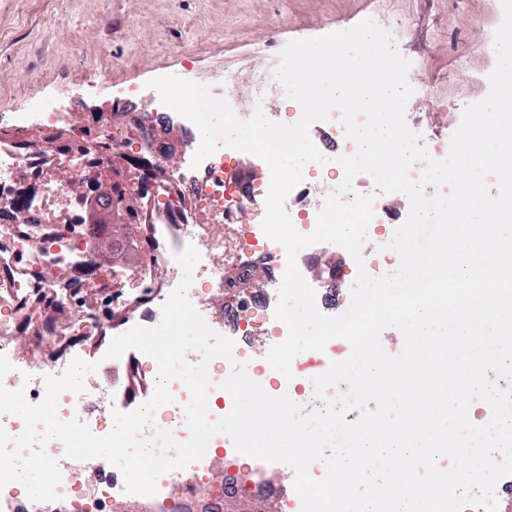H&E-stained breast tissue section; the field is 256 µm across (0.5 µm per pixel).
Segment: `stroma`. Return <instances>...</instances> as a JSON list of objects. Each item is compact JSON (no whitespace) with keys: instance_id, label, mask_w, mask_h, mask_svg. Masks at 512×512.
Returning a JSON list of instances; mask_svg holds the SVG:
<instances>
[{"instance_id":"obj_1","label":"stroma","mask_w":512,"mask_h":512,"mask_svg":"<svg viewBox=\"0 0 512 512\" xmlns=\"http://www.w3.org/2000/svg\"><path fill=\"white\" fill-rule=\"evenodd\" d=\"M498 7L499 0H0V113L41 98L63 114L76 102L107 110L128 88L141 91L138 109L147 112L150 80L168 72L206 85L232 73L246 90L289 41L374 18L411 62V111L426 132L446 135L463 98L484 92ZM61 17L74 31L67 44L54 33ZM229 470L241 487L224 502L229 512H279L277 498L254 485L294 486L288 465L261 471L248 456L214 457L212 475Z\"/></svg>"}]
</instances>
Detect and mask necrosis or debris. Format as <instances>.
<instances>
[{"label": "necrosis or debris", "instance_id": "obj_1", "mask_svg": "<svg viewBox=\"0 0 512 512\" xmlns=\"http://www.w3.org/2000/svg\"><path fill=\"white\" fill-rule=\"evenodd\" d=\"M274 67L264 68L249 94H242L233 75H225L219 96L235 113L250 118L257 104L270 93L281 92ZM23 112L0 113V354L14 369L4 379L10 389L24 388L29 403L45 395V379L62 375L74 358L97 362L84 380V389L66 391L58 400V416L79 419L97 435L113 427L111 405L117 390L131 380H155L156 361L145 355L106 358L111 340L132 327L156 326L161 307L180 284L183 273L176 253L194 246L200 259L194 270L195 288L188 296L208 325L235 342L232 360L213 359L209 378L208 417L218 420L233 406L222 384L255 337L281 342L285 325L276 319L283 278L285 247L268 238L261 222L270 190V170L257 156H245L230 147L219 148L200 166L192 159L200 132L189 119L169 108L158 112H106L100 121L77 113L67 128L66 140H54L58 113H38L36 124ZM314 145L324 163H311L301 182L290 192L284 208L299 233H312L322 201L342 182L337 159L353 155L356 144L347 137L339 110L315 123ZM185 135L179 164L169 161L165 146L173 134ZM373 179L358 174L353 191L373 195V218L368 235L379 248L365 260L374 277L394 272L400 258L388 249L392 232L404 222L388 193H370ZM125 195L122 220L134 229L138 261L128 268H113L88 242L102 226L89 220L92 201ZM263 271L264 285L243 292L241 281ZM234 295L225 303V295ZM258 383H272L289 395L303 412L319 409L324 399L314 396L311 379L271 377L269 370L253 375ZM170 390L174 403L154 414V428L171 430L177 440L189 437L183 408L190 392L178 380ZM214 434L206 457L194 469L174 470L160 476L152 496L126 493L122 472L115 466L98 468L91 461L81 467H62L58 500L34 502L18 483L0 489V512H113L130 503L151 512H223L225 497L238 487L213 485L212 453L226 440Z\"/></svg>", "mask_w": 512, "mask_h": 512}]
</instances>
